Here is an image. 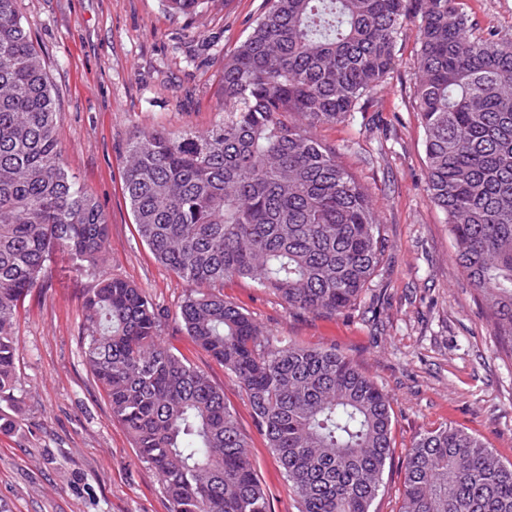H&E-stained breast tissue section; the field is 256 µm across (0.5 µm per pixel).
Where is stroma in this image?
I'll list each match as a JSON object with an SVG mask.
<instances>
[{
    "mask_svg": "<svg viewBox=\"0 0 512 512\" xmlns=\"http://www.w3.org/2000/svg\"><path fill=\"white\" fill-rule=\"evenodd\" d=\"M264 0H212L183 16L163 0H17L42 51L60 107L63 161L110 224L104 267L141 286L162 313L161 339L223 390L249 438L269 512H297L288 479L257 431L245 393L196 346L176 313L187 283L138 237L122 191L131 139L149 129L203 131L224 114V56ZM482 27L512 36V0H465ZM418 19L398 36L396 65L353 120L318 128L368 188L390 248L355 308L336 315L286 309L251 280L224 298L266 332L333 348L392 398L394 448L375 512H397L407 454L427 430L464 428L512 461V362L453 258L444 214L430 201L425 134L415 112ZM92 272L57 260L26 296L15 328L18 402L0 431V512H169L155 473L114 419L82 357L79 327Z\"/></svg>",
    "mask_w": 512,
    "mask_h": 512,
    "instance_id": "stroma-1",
    "label": "stroma"
}]
</instances>
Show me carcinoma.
I'll return each mask as SVG.
<instances>
[{"instance_id": "obj_1", "label": "carcinoma", "mask_w": 512, "mask_h": 512, "mask_svg": "<svg viewBox=\"0 0 512 512\" xmlns=\"http://www.w3.org/2000/svg\"><path fill=\"white\" fill-rule=\"evenodd\" d=\"M411 0H266L224 58V117L142 132L123 191L154 259L193 287L178 317L244 388L298 512H374L391 455L388 393L332 348L265 333L224 300L250 279L293 310L361 298L388 241L368 189L314 135L361 110L395 66ZM203 12L209 0H165ZM415 105L429 199L512 359V37L461 0H420ZM59 108L16 0H0V405L16 400L17 309L58 255L98 270L82 352L170 512H268L247 436L208 375L160 341L147 292L102 270L109 224L66 169ZM399 512H512V463L462 428L419 435Z\"/></svg>"}]
</instances>
